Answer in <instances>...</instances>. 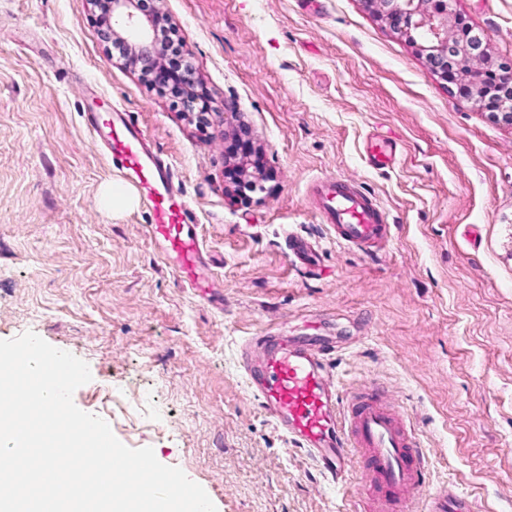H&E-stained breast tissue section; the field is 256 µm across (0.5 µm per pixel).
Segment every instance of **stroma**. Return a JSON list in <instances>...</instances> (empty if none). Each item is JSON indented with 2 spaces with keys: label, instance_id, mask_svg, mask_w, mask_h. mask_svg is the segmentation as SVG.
Returning <instances> with one entry per match:
<instances>
[{
  "label": "stroma",
  "instance_id": "1",
  "mask_svg": "<svg viewBox=\"0 0 512 512\" xmlns=\"http://www.w3.org/2000/svg\"><path fill=\"white\" fill-rule=\"evenodd\" d=\"M155 5L189 50L206 128L112 57L89 0H0V339L31 331L84 360L75 405L180 468L217 512H356L358 467L326 478L240 365L267 331L335 338L340 391L383 388L423 443L419 501L453 488L476 512H512V124L449 93L361 0ZM449 10L512 64V0ZM84 83L174 164L210 296L155 250L142 205L103 207L117 175L82 117ZM241 122L254 149L232 156ZM372 134L396 139L393 167L368 164ZM234 165L265 170L263 190L231 195ZM326 174L372 195L388 244H336L306 200ZM293 235L313 244L311 266L289 257Z\"/></svg>",
  "mask_w": 512,
  "mask_h": 512
}]
</instances>
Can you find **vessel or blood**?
Returning a JSON list of instances; mask_svg holds the SVG:
<instances>
[{"label": "vessel or blood", "instance_id": "b4317fda", "mask_svg": "<svg viewBox=\"0 0 512 512\" xmlns=\"http://www.w3.org/2000/svg\"><path fill=\"white\" fill-rule=\"evenodd\" d=\"M94 146L132 184L150 216L148 235L180 280L199 293L212 286L210 265L189 203L171 163L153 148L128 112L112 104L103 112L83 114ZM365 157L383 169L397 158V145L368 137ZM307 202L337 244L370 249L388 242L391 227L372 198L350 180L336 175L311 180ZM335 342L266 334L242 349L243 369L262 398L267 415L286 437L305 449L333 482L358 465L363 484L360 512H414L427 460L418 437L399 409L375 387L341 393L326 366ZM425 512H473L455 490L430 499Z\"/></svg>", "mask_w": 512, "mask_h": 512}]
</instances>
